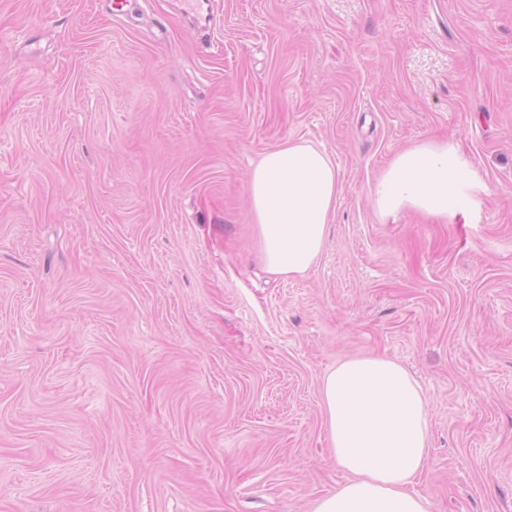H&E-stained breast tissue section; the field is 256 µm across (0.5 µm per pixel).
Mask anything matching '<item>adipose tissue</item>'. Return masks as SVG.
Instances as JSON below:
<instances>
[{
  "label": "adipose tissue",
  "instance_id": "adipose-tissue-1",
  "mask_svg": "<svg viewBox=\"0 0 512 512\" xmlns=\"http://www.w3.org/2000/svg\"><path fill=\"white\" fill-rule=\"evenodd\" d=\"M488 186L453 139H425L395 154L371 203L380 218L413 210L445 224L469 215ZM340 192L331 156L290 140L249 171V199L266 271L290 280L318 260ZM320 397L332 456L348 478L313 512H430L413 488L428 464L427 397L399 362L357 356L326 372Z\"/></svg>",
  "mask_w": 512,
  "mask_h": 512
}]
</instances>
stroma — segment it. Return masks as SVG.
I'll use <instances>...</instances> for the list:
<instances>
[{
  "label": "stroma",
  "mask_w": 512,
  "mask_h": 512,
  "mask_svg": "<svg viewBox=\"0 0 512 512\" xmlns=\"http://www.w3.org/2000/svg\"><path fill=\"white\" fill-rule=\"evenodd\" d=\"M0 0V512H312L346 480L323 374L418 380L430 512H512V0ZM451 137L489 186L380 219ZM302 139L341 192L295 280L248 174ZM489 191L455 140L425 139L392 157L372 188L371 203L383 219L413 210L452 224Z\"/></svg>",
  "instance_id": "35a3bbf8"
}]
</instances>
